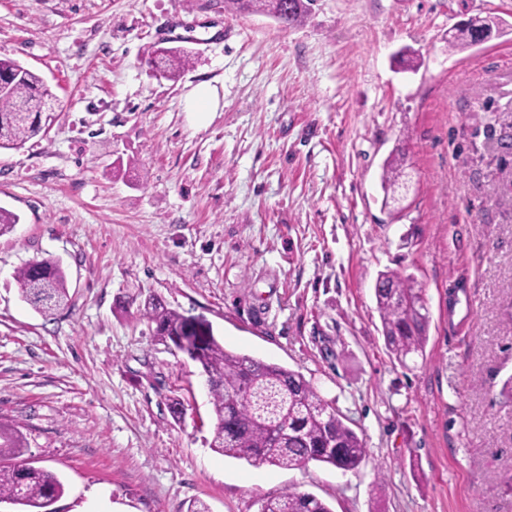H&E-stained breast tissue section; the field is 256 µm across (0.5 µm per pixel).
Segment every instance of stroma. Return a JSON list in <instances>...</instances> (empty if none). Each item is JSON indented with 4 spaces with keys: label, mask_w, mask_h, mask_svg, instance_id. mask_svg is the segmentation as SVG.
Wrapping results in <instances>:
<instances>
[{
    "label": "stroma",
    "mask_w": 512,
    "mask_h": 512,
    "mask_svg": "<svg viewBox=\"0 0 512 512\" xmlns=\"http://www.w3.org/2000/svg\"><path fill=\"white\" fill-rule=\"evenodd\" d=\"M498 22L453 49L451 30ZM181 48L177 78L154 65ZM0 58L56 96L0 150V423L56 472V512H512V0H316L299 27L224 0H0ZM217 86L204 124L183 107ZM405 189L383 201L386 159ZM59 260L50 314L14 274ZM412 277L425 360L389 355L379 273ZM300 371L365 441L358 469L224 457L200 370L149 296ZM186 414L175 419L170 406ZM262 512H332L323 500L310 493L288 491L261 502Z\"/></svg>",
    "instance_id": "obj_1"
}]
</instances>
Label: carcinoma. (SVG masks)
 I'll return each instance as SVG.
<instances>
[{
    "label": "carcinoma",
    "mask_w": 512,
    "mask_h": 512,
    "mask_svg": "<svg viewBox=\"0 0 512 512\" xmlns=\"http://www.w3.org/2000/svg\"><path fill=\"white\" fill-rule=\"evenodd\" d=\"M314 0H224V8L239 14L265 13L284 28L304 23ZM493 24L468 21L448 40L454 48L473 45L491 36ZM164 73L176 77L189 62L179 50L160 49ZM0 76L8 86L0 91V149H13L37 135L51 120L48 101L55 99L43 79L13 60L0 59ZM401 160L384 168V193L402 177ZM21 297L36 310L49 313L68 302L67 277L59 261L32 260L14 275ZM375 298L385 344L401 365L424 358L428 336L422 290L409 277L385 272L378 277ZM142 317L155 324L160 341L178 349L209 376L208 393L215 426L211 448L251 465L282 469L311 462L348 471L368 457L363 438L347 426L333 405L296 370L236 353L224 346L209 326L199 324L163 301L145 302ZM27 445L17 430L0 428V460L18 458ZM64 493L59 476L46 468L26 464L0 465V502L25 512H53L50 506ZM262 512H332L310 493L288 491L261 502Z\"/></svg>",
    "instance_id": "carcinoma-1"
}]
</instances>
